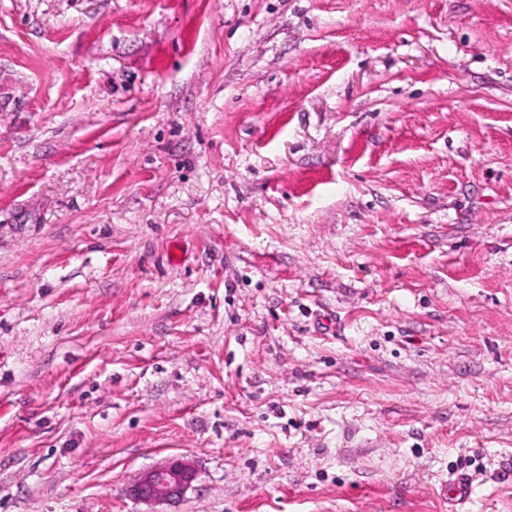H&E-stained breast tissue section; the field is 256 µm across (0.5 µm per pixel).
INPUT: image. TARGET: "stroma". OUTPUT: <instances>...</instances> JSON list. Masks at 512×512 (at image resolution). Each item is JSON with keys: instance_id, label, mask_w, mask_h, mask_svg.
<instances>
[{"instance_id": "obj_1", "label": "stroma", "mask_w": 512, "mask_h": 512, "mask_svg": "<svg viewBox=\"0 0 512 512\" xmlns=\"http://www.w3.org/2000/svg\"><path fill=\"white\" fill-rule=\"evenodd\" d=\"M0 512H512V0H0ZM195 478L191 464L174 461L148 472L132 491L146 502L172 500L182 496Z\"/></svg>"}]
</instances>
